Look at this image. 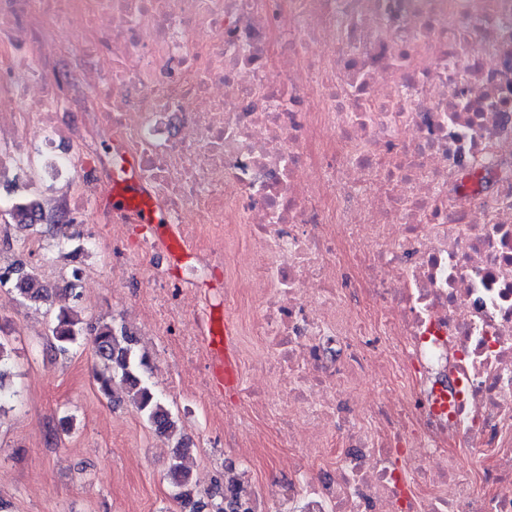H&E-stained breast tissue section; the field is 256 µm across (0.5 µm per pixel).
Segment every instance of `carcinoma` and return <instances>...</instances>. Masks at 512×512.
Wrapping results in <instances>:
<instances>
[{
  "instance_id": "obj_1",
  "label": "carcinoma",
  "mask_w": 512,
  "mask_h": 512,
  "mask_svg": "<svg viewBox=\"0 0 512 512\" xmlns=\"http://www.w3.org/2000/svg\"><path fill=\"white\" fill-rule=\"evenodd\" d=\"M4 213L11 223L19 228L32 227L33 221L43 215L41 204L35 201L13 203L6 207ZM12 291L22 300L39 304L48 300V288L38 277L35 269L25 265L15 269ZM93 336L96 356L100 368L94 378L99 392L110 397L113 387L121 385L137 406L146 423L157 433L173 436L177 431V420L157 398L145 379L150 369V359L140 352L132 338L112 323L89 324L82 320L78 311L67 306L59 309L55 316L51 333L58 343V349L69 352L83 336L84 331ZM7 323L0 322V412L4 411V402L15 398L18 392L6 388L5 380L11 370V348ZM188 450L185 443L179 441L174 448L175 462L170 469V483L174 488L173 498L186 512H239L242 507L240 497L243 488L230 486L233 502H226L224 488L221 486L207 494V499L198 497L189 473L184 469L181 459ZM244 508V507H242ZM244 512H250L244 508Z\"/></svg>"
}]
</instances>
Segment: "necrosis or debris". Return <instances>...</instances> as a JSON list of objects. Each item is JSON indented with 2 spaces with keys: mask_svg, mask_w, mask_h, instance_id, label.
<instances>
[{
  "mask_svg": "<svg viewBox=\"0 0 512 512\" xmlns=\"http://www.w3.org/2000/svg\"><path fill=\"white\" fill-rule=\"evenodd\" d=\"M78 26L82 126L49 62ZM0 144L54 159L68 217L112 226L147 322L201 351L192 289L98 214L133 160L258 337L271 512H512V0H0ZM122 142L99 155L100 134ZM496 184L486 194L485 182ZM472 465H465V458Z\"/></svg>",
  "mask_w": 512,
  "mask_h": 512,
  "instance_id": "obj_1",
  "label": "necrosis or debris"
}]
</instances>
